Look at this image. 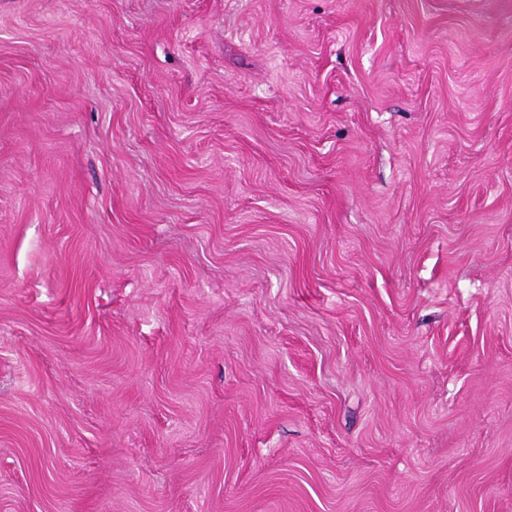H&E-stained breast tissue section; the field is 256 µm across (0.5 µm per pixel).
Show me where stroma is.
<instances>
[{
    "mask_svg": "<svg viewBox=\"0 0 512 512\" xmlns=\"http://www.w3.org/2000/svg\"><path fill=\"white\" fill-rule=\"evenodd\" d=\"M0 512H512V0H0Z\"/></svg>",
    "mask_w": 512,
    "mask_h": 512,
    "instance_id": "35a3bbf8",
    "label": "stroma"
}]
</instances>
